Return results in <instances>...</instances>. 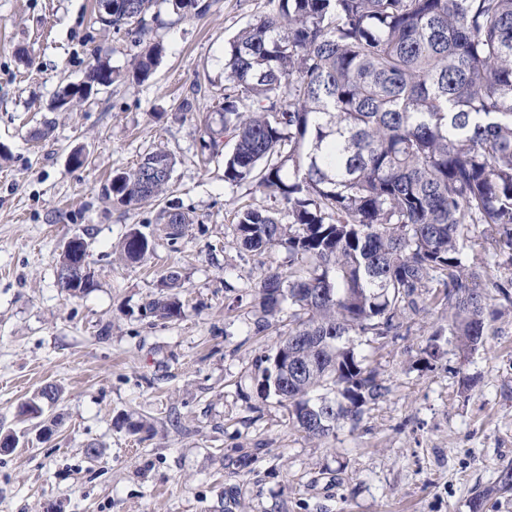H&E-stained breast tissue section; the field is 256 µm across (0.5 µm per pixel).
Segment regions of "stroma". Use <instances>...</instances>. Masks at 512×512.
I'll return each instance as SVG.
<instances>
[{"label":"stroma","mask_w":512,"mask_h":512,"mask_svg":"<svg viewBox=\"0 0 512 512\" xmlns=\"http://www.w3.org/2000/svg\"><path fill=\"white\" fill-rule=\"evenodd\" d=\"M94 4L0 0V433L20 435L0 455V512H472L512 466V304L497 301L468 355L448 342L426 361L429 333L448 321L440 303L409 313L407 335L357 338L387 394L358 428L298 431L285 405L257 394L288 318L257 333L253 285L288 252L243 250L224 205L276 202L249 182L228 187L223 156L204 147L224 120V47L273 4L211 0L181 17L158 0L141 41L102 29ZM153 42L164 51L152 76L127 78ZM96 60L120 78L50 111ZM192 92L195 111H182ZM158 147L176 160L167 199L191 218L178 236L159 224L160 203L102 195ZM77 148L85 166L69 162ZM134 228L153 248L129 263L120 249ZM74 235L97 282L76 298L56 279ZM173 271L183 312L159 321L144 306ZM48 383L63 393L44 441L17 408Z\"/></svg>","instance_id":"35a3bbf8"}]
</instances>
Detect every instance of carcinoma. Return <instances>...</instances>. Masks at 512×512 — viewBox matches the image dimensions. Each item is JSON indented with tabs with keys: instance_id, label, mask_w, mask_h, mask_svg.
<instances>
[{
	"instance_id": "1",
	"label": "carcinoma",
	"mask_w": 512,
	"mask_h": 512,
	"mask_svg": "<svg viewBox=\"0 0 512 512\" xmlns=\"http://www.w3.org/2000/svg\"><path fill=\"white\" fill-rule=\"evenodd\" d=\"M177 14L210 4L169 0ZM157 0H112L102 24L142 36ZM158 44L138 57L146 80ZM224 181L252 182L280 209L233 207L241 246L288 250V271L269 266L257 285L264 323L288 304V333L258 381L259 394L286 405L292 423L322 439L388 388L353 337L399 336L407 311L448 304V335L468 353L484 343L495 294L512 300L485 263L469 260V226L484 225L512 263V0H277L224 49ZM103 187L122 205L152 202L170 189L174 159L157 148ZM288 222H283V219ZM177 235L190 218L164 210ZM151 246L129 233L133 262ZM169 294L146 309L181 315ZM294 376L282 386L284 372Z\"/></svg>"
}]
</instances>
